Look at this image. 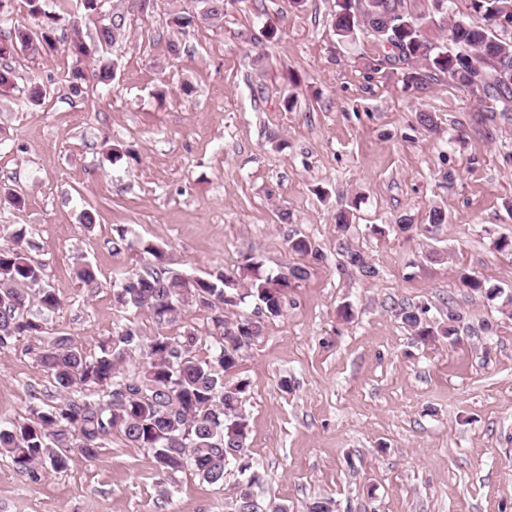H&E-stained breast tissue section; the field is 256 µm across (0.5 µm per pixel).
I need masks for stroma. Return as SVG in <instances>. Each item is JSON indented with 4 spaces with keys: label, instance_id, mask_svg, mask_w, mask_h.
<instances>
[{
    "label": "stroma",
    "instance_id": "stroma-1",
    "mask_svg": "<svg viewBox=\"0 0 512 512\" xmlns=\"http://www.w3.org/2000/svg\"><path fill=\"white\" fill-rule=\"evenodd\" d=\"M191 6L158 0L133 18L108 48L115 79L84 98L62 80L74 63L64 48L7 59L17 87L0 94V225L26 229L59 290L48 335L90 351L129 325L153 334L146 312L115 301L119 278L151 261L115 250L119 232L152 241L184 277L236 273L250 257L284 272L302 261L289 238L306 237L322 260L229 375L249 383L255 497L288 512L321 497L336 512H512V309L460 281L512 295V252L495 247L512 239V118L477 124L476 101L447 78L409 87L400 69L372 70L383 48L367 34L339 42L335 0H226L222 26L174 33L169 11ZM173 40L185 52L172 55ZM32 85L47 91L40 104ZM114 148L138 157L112 163ZM436 205L448 221L433 226ZM347 209L348 241L376 277L339 253L333 217ZM406 214L407 234H371ZM82 263L96 288L76 278ZM405 306L434 327L456 311L459 341L421 340ZM40 346L0 350V423L53 396ZM239 479L232 467L220 486L189 471L170 481L150 451L115 438L57 472L0 456V512H230Z\"/></svg>",
    "mask_w": 512,
    "mask_h": 512
}]
</instances>
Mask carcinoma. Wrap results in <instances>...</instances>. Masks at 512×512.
<instances>
[{
    "label": "carcinoma",
    "instance_id": "obj_1",
    "mask_svg": "<svg viewBox=\"0 0 512 512\" xmlns=\"http://www.w3.org/2000/svg\"><path fill=\"white\" fill-rule=\"evenodd\" d=\"M471 12L480 18L475 23L465 18L448 21L453 0H444L441 9L426 12L409 10L407 0H366L367 11L356 13L355 0H336L333 29L345 44L358 35L370 34L392 50L383 64L404 70L408 85H422L445 76L461 90L478 75H492L496 66L512 70V39H500L493 28L501 18L512 17V0H469ZM32 24L9 30L0 44H16L35 58L57 46L68 4L49 12L44 0H26ZM225 0H196L192 10H173L168 27L185 34L198 26V18L219 26L224 20ZM126 24V16L100 20L95 39L87 42L74 34L67 51L75 64L64 82L74 97L87 95L89 84L108 85L116 76L114 61L104 47L115 42ZM92 59L95 67L86 73L82 61ZM483 104L485 118L512 112V85L487 83ZM14 246L0 248V349L10 347L20 337L39 338L45 334L43 320L31 316V306L50 314L60 307L57 289L45 282L43 265L33 261L22 247L25 230L10 232ZM138 247L158 259L122 279L116 301L124 308L144 310L156 327L144 336L134 327L98 342L97 351L87 352L65 335L43 341L38 360L49 382L59 394V402L31 406L29 416L0 426V455L9 458L21 472H33L46 465L54 471L66 468L69 453L77 450L86 459L98 457L103 443L119 436L132 448L152 452L158 469L168 477L191 469L203 481L224 484L228 466L236 467L246 485L258 483L245 446L248 420L242 408L249 383L244 379L224 380V374L239 362L241 349L258 338L264 319L275 318L283 310L284 297H275L270 288L283 279L297 284L309 275L308 267L295 264L288 273H267L257 262H247L236 278L216 270L185 292V279L170 274L160 262L162 251L149 241L133 242L124 232L113 241L115 249ZM291 251L321 258L319 250L303 237L288 240ZM344 262L365 277L378 275L365 254L348 242L340 243ZM209 294L225 308H238L253 298L260 315L243 317L251 325L247 338L224 332V321L211 319L215 339L214 355L202 360L197 355V336L192 329L169 333L187 300H198L200 292ZM425 308H404L400 318L406 326L426 338L434 335L424 325ZM138 351L142 362L138 371L128 374L123 368L129 352Z\"/></svg>",
    "mask_w": 512,
    "mask_h": 512
}]
</instances>
